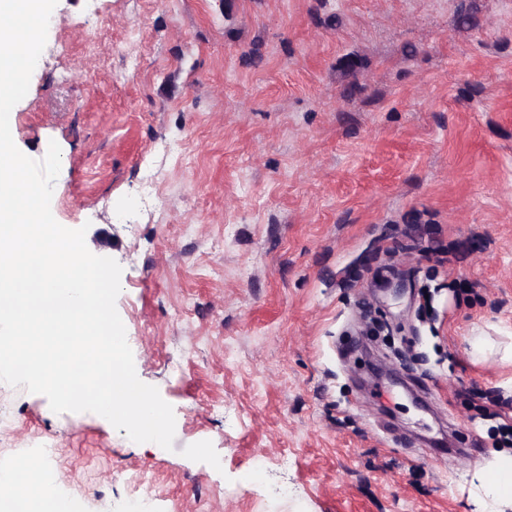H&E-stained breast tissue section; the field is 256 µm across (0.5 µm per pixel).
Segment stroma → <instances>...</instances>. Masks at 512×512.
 <instances>
[{"instance_id":"stroma-1","label":"stroma","mask_w":512,"mask_h":512,"mask_svg":"<svg viewBox=\"0 0 512 512\" xmlns=\"http://www.w3.org/2000/svg\"><path fill=\"white\" fill-rule=\"evenodd\" d=\"M21 152L122 268L172 450L0 383L73 512H483L512 458V0H58ZM405 360L414 408L378 368ZM263 469H256V460Z\"/></svg>"}]
</instances>
